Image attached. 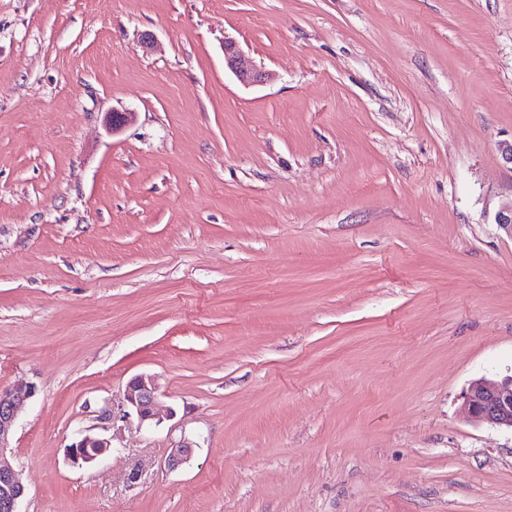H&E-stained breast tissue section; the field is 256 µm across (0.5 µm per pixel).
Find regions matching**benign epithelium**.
I'll use <instances>...</instances> for the list:
<instances>
[{
	"mask_svg": "<svg viewBox=\"0 0 512 512\" xmlns=\"http://www.w3.org/2000/svg\"><path fill=\"white\" fill-rule=\"evenodd\" d=\"M224 63L239 82L257 85L265 81L266 73L254 64L231 38L224 40ZM38 391L28 383L0 391V512H19L18 506L26 495L22 473L5 458L18 422ZM126 405L142 425L159 418L158 387L150 376L138 375L126 385ZM467 416L476 422L512 430V377L501 382L479 378L474 380L465 396ZM195 442L184 439L172 448L164 465L170 470L182 466L192 455ZM111 449V440L80 431L66 448V456L74 466L96 462Z\"/></svg>",
	"mask_w": 512,
	"mask_h": 512,
	"instance_id": "benign-epithelium-1",
	"label": "benign epithelium"
}]
</instances>
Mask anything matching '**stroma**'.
I'll return each mask as SVG.
<instances>
[{
	"label": "stroma",
	"mask_w": 512,
	"mask_h": 512,
	"mask_svg": "<svg viewBox=\"0 0 512 512\" xmlns=\"http://www.w3.org/2000/svg\"><path fill=\"white\" fill-rule=\"evenodd\" d=\"M507 142L512 0H0L20 512H512ZM224 63L239 82L244 85H257L265 81L266 74L261 67L251 61L234 39L224 40ZM158 387L151 376L138 375L126 385L124 399L126 405L136 414L141 425H150L158 419ZM465 411L473 421L512 432V375L501 382L474 380L465 396ZM111 440L99 435L80 431L66 448V456L73 466L82 467L96 462L110 449Z\"/></svg>",
	"instance_id": "1"
}]
</instances>
